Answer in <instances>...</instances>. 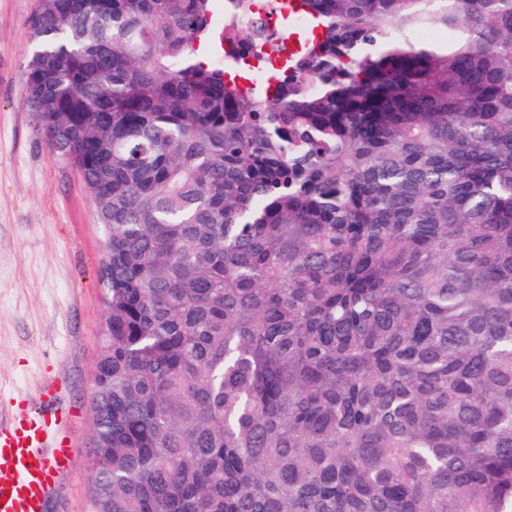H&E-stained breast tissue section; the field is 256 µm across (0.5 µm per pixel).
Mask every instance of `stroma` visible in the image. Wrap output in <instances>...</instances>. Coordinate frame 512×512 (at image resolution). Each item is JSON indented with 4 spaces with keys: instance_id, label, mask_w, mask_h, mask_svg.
<instances>
[{
    "instance_id": "obj_1",
    "label": "stroma",
    "mask_w": 512,
    "mask_h": 512,
    "mask_svg": "<svg viewBox=\"0 0 512 512\" xmlns=\"http://www.w3.org/2000/svg\"><path fill=\"white\" fill-rule=\"evenodd\" d=\"M37 0H0V415L50 380L78 446L56 512H87L104 241L76 171L35 128L22 90Z\"/></svg>"
}]
</instances>
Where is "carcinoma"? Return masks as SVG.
Instances as JSON below:
<instances>
[{
    "label": "carcinoma",
    "instance_id": "cac0c4a2",
    "mask_svg": "<svg viewBox=\"0 0 512 512\" xmlns=\"http://www.w3.org/2000/svg\"><path fill=\"white\" fill-rule=\"evenodd\" d=\"M211 2L28 22L104 237L88 512H512V0H288L271 92Z\"/></svg>",
    "mask_w": 512,
    "mask_h": 512
}]
</instances>
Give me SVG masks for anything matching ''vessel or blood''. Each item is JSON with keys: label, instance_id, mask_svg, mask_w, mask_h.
I'll return each mask as SVG.
<instances>
[{"label": "vessel or blood", "instance_id": "b4317fda", "mask_svg": "<svg viewBox=\"0 0 512 512\" xmlns=\"http://www.w3.org/2000/svg\"><path fill=\"white\" fill-rule=\"evenodd\" d=\"M62 408L26 400L0 420V512H48L75 450Z\"/></svg>", "mask_w": 512, "mask_h": 512}]
</instances>
